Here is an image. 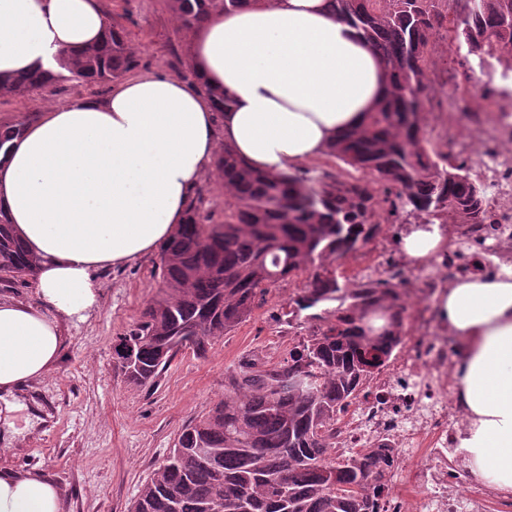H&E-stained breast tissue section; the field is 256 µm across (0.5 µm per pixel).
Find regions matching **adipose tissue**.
<instances>
[{
  "instance_id": "1",
  "label": "adipose tissue",
  "mask_w": 512,
  "mask_h": 512,
  "mask_svg": "<svg viewBox=\"0 0 512 512\" xmlns=\"http://www.w3.org/2000/svg\"><path fill=\"white\" fill-rule=\"evenodd\" d=\"M99 0H0V76L54 70L98 44ZM194 80L159 73L121 78L107 97L54 107L27 125L0 162V211L41 263L38 304L0 302V410L49 372L63 347L58 321L89 317L98 269L163 245L192 191L214 171L220 143L276 173L320 157L386 95L380 58L327 0H252L197 27ZM232 105L216 112L210 90ZM435 306L456 344L459 439L472 480L512 495V270L470 276ZM0 512H64L44 471H0Z\"/></svg>"
}]
</instances>
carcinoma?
<instances>
[{
  "mask_svg": "<svg viewBox=\"0 0 512 512\" xmlns=\"http://www.w3.org/2000/svg\"><path fill=\"white\" fill-rule=\"evenodd\" d=\"M247 0H170L179 31L217 9ZM336 20L357 29L386 65V100L324 155L350 168L315 176L310 169L258 171L226 144L217 168L232 203L224 220L201 210L204 187L185 222L162 247L159 295L115 347L131 356L126 379L151 383L183 350L197 356L251 315L257 297L306 275L288 299L297 332L273 363L249 353L224 372V399L190 421L175 448L138 490L130 512H379L392 466L386 446L333 452L336 420L364 383L392 358L404 336L399 285L354 280L343 261L381 226L406 214L423 224H483L486 186L466 156L440 151L423 119L432 37L444 30L473 54L512 69V0H329ZM138 64L122 28L110 22L102 43L67 53L60 70L0 77V97L58 81L104 83ZM28 121L0 124L6 158ZM371 175L379 190L363 176ZM29 253L0 211V281L34 275ZM382 310L384 332L368 316Z\"/></svg>",
  "mask_w": 512,
  "mask_h": 512,
  "instance_id": "1",
  "label": "carcinoma"
}]
</instances>
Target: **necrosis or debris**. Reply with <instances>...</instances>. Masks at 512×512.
I'll return each mask as SVG.
<instances>
[{"mask_svg":"<svg viewBox=\"0 0 512 512\" xmlns=\"http://www.w3.org/2000/svg\"><path fill=\"white\" fill-rule=\"evenodd\" d=\"M471 71L488 97L503 101L482 125L479 163L488 186L489 222L501 225L502 234L479 249L472 240L485 226L456 224L438 259L419 262L402 254L388 261L375 255L351 262L355 275L395 274L403 289H415L421 297L407 314L409 336L336 425L337 450L381 440L391 444L397 465L383 474L389 491L385 512H482L480 496L462 489L457 468L448 463L464 414L451 381L448 346L454 338L435 308L437 296L453 280L512 266V162L500 149L512 141V71L498 70L487 54L472 63Z\"/></svg>","mask_w":512,"mask_h":512,"instance_id":"obj_1","label":"necrosis or debris"}]
</instances>
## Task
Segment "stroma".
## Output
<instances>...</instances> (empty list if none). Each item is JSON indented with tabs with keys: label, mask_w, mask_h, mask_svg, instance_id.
Listing matches in <instances>:
<instances>
[{
	"label": "stroma",
	"mask_w": 512,
	"mask_h": 512,
	"mask_svg": "<svg viewBox=\"0 0 512 512\" xmlns=\"http://www.w3.org/2000/svg\"><path fill=\"white\" fill-rule=\"evenodd\" d=\"M108 17L124 29L139 71L191 78L188 34L179 32L169 0H104ZM424 122L441 151L458 141L479 160L483 146L470 136L465 115L484 109L473 83L467 47L449 52L433 38ZM111 83L60 81L22 97H0V124L40 120L56 105L106 96ZM159 251L101 269L97 310L83 321L64 319L65 345L53 369L26 392L28 408L15 413L11 434L0 436V465L47 471L67 494L66 512H128L140 486L173 448L186 424L224 396V372L249 352L279 361L288 348L277 318L304 277L278 283L259 298L250 318L218 340L206 356L179 354L156 385L126 382L114 347L162 286Z\"/></svg>",
	"instance_id": "stroma-1"
}]
</instances>
